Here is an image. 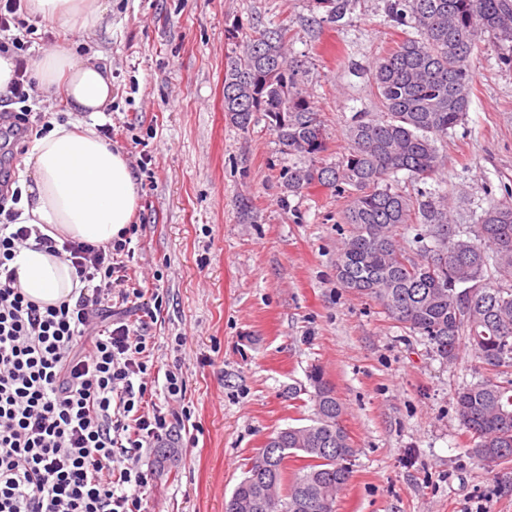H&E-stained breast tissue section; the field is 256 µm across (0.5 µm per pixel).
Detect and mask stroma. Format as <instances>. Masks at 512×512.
Returning a JSON list of instances; mask_svg holds the SVG:
<instances>
[{"mask_svg": "<svg viewBox=\"0 0 512 512\" xmlns=\"http://www.w3.org/2000/svg\"><path fill=\"white\" fill-rule=\"evenodd\" d=\"M93 31L47 22L29 52H96L112 70V144L139 169L129 274L156 285L142 317L159 371L181 368L197 445L145 448L156 475L146 512H225L246 464L281 429L309 424L308 375L334 384L356 450L336 512H512V460L488 464L455 410L459 385L485 375L464 353L443 363L421 336L336 279L349 200L323 188L294 194L264 119L242 132L224 116L228 32L284 25L327 130V161L347 150L356 117H381L371 92L378 57L401 41L387 0H353L337 25L311 0H104ZM464 121L439 149L445 170L427 192L454 196L457 223H476L512 192V66L488 41L473 53ZM160 281H153V273ZM184 336L174 350L175 336Z\"/></svg>", "mask_w": 512, "mask_h": 512, "instance_id": "obj_1", "label": "stroma"}]
</instances>
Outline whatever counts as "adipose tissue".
Masks as SVG:
<instances>
[{"mask_svg":"<svg viewBox=\"0 0 512 512\" xmlns=\"http://www.w3.org/2000/svg\"><path fill=\"white\" fill-rule=\"evenodd\" d=\"M28 11L70 32L85 33L102 20L100 0H28ZM39 87L67 85L73 111L93 115L112 103V74L95 56L57 48L37 57ZM21 223L43 227L57 241L104 244L130 224L138 205L136 174L126 155L102 139L94 124L74 132L57 124L36 139L23 159ZM20 283L34 301L57 304L79 281L69 264L35 247L16 259Z\"/></svg>","mask_w":512,"mask_h":512,"instance_id":"1","label":"adipose tissue"}]
</instances>
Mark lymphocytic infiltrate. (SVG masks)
Returning a JSON list of instances; mask_svg holds the SVG:
<instances>
[{
    "label": "lymphocytic infiltrate",
    "instance_id": "1",
    "mask_svg": "<svg viewBox=\"0 0 512 512\" xmlns=\"http://www.w3.org/2000/svg\"><path fill=\"white\" fill-rule=\"evenodd\" d=\"M22 6L0 0V53L15 61L0 100L19 107L0 137L17 141L50 128L29 104L37 89ZM20 198L17 188L0 192V512H142L155 471L138 454L175 436L191 410L178 371L154 400L152 342L125 317L146 294L127 273L138 227L104 245L59 243L20 223ZM31 239L75 268L76 302L43 307L25 295L14 260Z\"/></svg>",
    "mask_w": 512,
    "mask_h": 512
}]
</instances>
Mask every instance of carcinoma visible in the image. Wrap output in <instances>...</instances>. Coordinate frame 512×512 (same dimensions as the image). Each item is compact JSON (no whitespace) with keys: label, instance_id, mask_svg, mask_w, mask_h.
<instances>
[{"label":"carcinoma","instance_id":"cac0c4a2","mask_svg":"<svg viewBox=\"0 0 512 512\" xmlns=\"http://www.w3.org/2000/svg\"><path fill=\"white\" fill-rule=\"evenodd\" d=\"M351 0H313L322 21L341 20ZM398 25L416 30L378 58L371 80L386 118L361 117L348 132L347 153L334 163L324 120L303 88L302 61L288 56V27L231 34L224 69V112L249 131L262 116L283 154L297 161L282 172L285 189L313 187L346 193L348 237L336 257L342 287L376 300L412 334L427 340L443 362L471 351L495 377L455 393L458 416L474 457L512 459V201L490 206L478 223L451 222L448 198L393 187L406 171L427 182L445 168L437 142L469 107L471 55L487 32L501 62L512 63V0H387ZM421 229L407 249L395 228ZM501 282L492 286L491 280ZM314 417L276 434L278 447L260 449L232 493L237 512H335L352 477L356 449L341 424L343 405L317 368L309 375ZM300 462L287 478L288 459Z\"/></svg>","mask_w":512,"mask_h":512}]
</instances>
